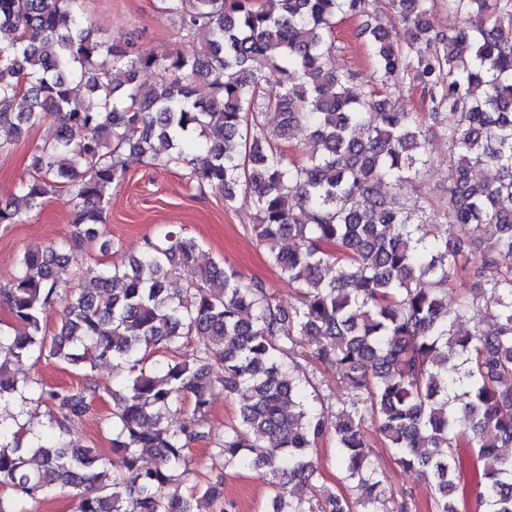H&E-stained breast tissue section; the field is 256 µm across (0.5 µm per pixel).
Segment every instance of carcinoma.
<instances>
[{
  "instance_id": "carcinoma-1",
  "label": "carcinoma",
  "mask_w": 512,
  "mask_h": 512,
  "mask_svg": "<svg viewBox=\"0 0 512 512\" xmlns=\"http://www.w3.org/2000/svg\"><path fill=\"white\" fill-rule=\"evenodd\" d=\"M160 2L181 35L201 38L195 54L102 40L87 0H0V153L41 113L58 116L29 156L32 179L0 204V225L26 223L56 191L74 202L70 238L26 252L0 287L11 317L0 323V487L11 490L0 512H29L28 502L65 488L78 512H193L199 496L224 498L221 475L186 484L184 453L212 439L217 385L242 403L216 448L226 466L265 469L266 512H412L371 463L369 418L398 463L421 470L436 512H459L461 447L484 462L477 512H512V456L499 452L512 447V0H444L445 29L430 23L434 0ZM383 11L400 24L395 39L372 23ZM347 18L362 20L374 73L357 93V73L336 67L335 29ZM269 70L282 74L274 94ZM406 82L425 111L400 103ZM20 98L25 112L14 111ZM427 120L448 146L436 188L425 178ZM299 129L307 137L295 154ZM127 155L181 171L227 206L251 200L250 231L301 288L299 305L285 311L173 231L121 265H85L71 284L75 250L98 241ZM479 167L495 177L476 179ZM471 225L481 236L454 232ZM173 275L186 278L179 292L168 288ZM466 277L476 288L450 321L448 296ZM57 302L63 318L51 332L45 315ZM472 321L488 328L458 333L456 323ZM191 339L193 359L176 357ZM304 339L351 390L331 415L283 363ZM35 354L78 367L81 386L18 378L15 364ZM101 361L125 373L104 418L120 474L65 429L97 409ZM32 401L48 407L47 423L26 419ZM187 407L194 420L178 422ZM327 434L356 481L353 497L315 491L311 456ZM267 441L280 454H255ZM119 486L126 496L110 492ZM300 488L312 498L296 496Z\"/></svg>"
}]
</instances>
